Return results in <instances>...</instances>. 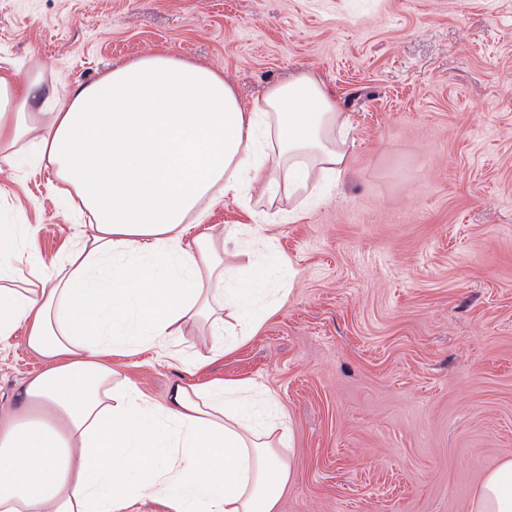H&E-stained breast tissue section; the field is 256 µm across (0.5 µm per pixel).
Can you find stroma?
Here are the masks:
<instances>
[{
	"mask_svg": "<svg viewBox=\"0 0 512 512\" xmlns=\"http://www.w3.org/2000/svg\"><path fill=\"white\" fill-rule=\"evenodd\" d=\"M166 52L223 71L244 104L314 73L351 119L348 166L294 214L224 199L279 274L254 336L194 376L270 391L291 431L277 512H469L512 457V0H0V59L58 91ZM50 170L0 171V222L58 258L80 231ZM163 399L180 364L113 356ZM0 351V401L41 370Z\"/></svg>",
	"mask_w": 512,
	"mask_h": 512,
	"instance_id": "obj_1",
	"label": "stroma"
}]
</instances>
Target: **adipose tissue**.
<instances>
[{
	"label": "adipose tissue",
	"mask_w": 512,
	"mask_h": 512,
	"mask_svg": "<svg viewBox=\"0 0 512 512\" xmlns=\"http://www.w3.org/2000/svg\"><path fill=\"white\" fill-rule=\"evenodd\" d=\"M348 118L318 77L272 84L246 107L222 72L148 53L65 93L0 60V161L35 149L86 222L45 263L27 224H0V346L21 338L44 367L0 412V512H275L292 477L276 397L248 381L174 382L156 401L116 355L151 349L188 369L182 343L258 318L194 232L206 208L249 194L299 198L348 162ZM471 512H512V458L487 473Z\"/></svg>",
	"instance_id": "ef3b65f1"
}]
</instances>
